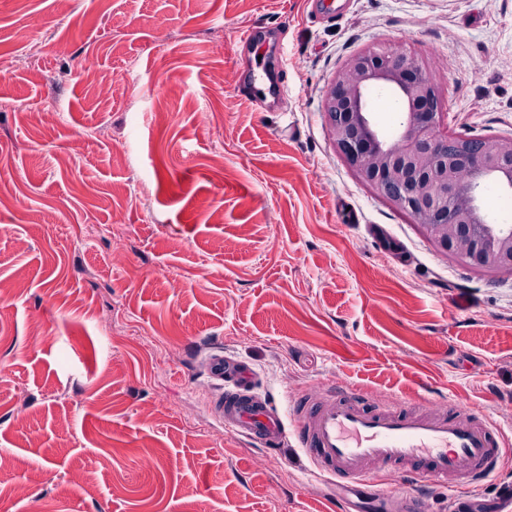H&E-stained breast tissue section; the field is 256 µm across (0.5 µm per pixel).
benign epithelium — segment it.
I'll use <instances>...</instances> for the list:
<instances>
[{"label": "benign epithelium", "instance_id": "7a95c632", "mask_svg": "<svg viewBox=\"0 0 512 512\" xmlns=\"http://www.w3.org/2000/svg\"><path fill=\"white\" fill-rule=\"evenodd\" d=\"M402 103L393 134L375 119V93ZM443 92L412 55L376 46L351 56L324 98L330 140L357 176L420 225L440 250L481 271L512 276V225L492 222L485 186L512 190V135L491 148L440 134Z\"/></svg>", "mask_w": 512, "mask_h": 512}]
</instances>
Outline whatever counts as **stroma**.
I'll list each match as a JSON object with an SVG mask.
<instances>
[{
    "label": "stroma",
    "mask_w": 512,
    "mask_h": 512,
    "mask_svg": "<svg viewBox=\"0 0 512 512\" xmlns=\"http://www.w3.org/2000/svg\"><path fill=\"white\" fill-rule=\"evenodd\" d=\"M337 4L0 0V512H338L295 436L225 430L215 353L282 411L352 389L512 429V276L361 182L323 111L381 45L426 63L441 133L511 135L512 0ZM508 495L512 457L427 506Z\"/></svg>",
    "instance_id": "stroma-1"
}]
</instances>
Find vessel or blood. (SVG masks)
Instances as JSON below:
<instances>
[{
    "label": "vessel or blood",
    "instance_id": "b4317fda",
    "mask_svg": "<svg viewBox=\"0 0 512 512\" xmlns=\"http://www.w3.org/2000/svg\"><path fill=\"white\" fill-rule=\"evenodd\" d=\"M210 373L232 384L216 401L226 428L271 447L286 438L278 409L253 395L249 368L215 355ZM458 409L452 401L430 417L401 401L369 403L362 394L332 390L299 396L289 406L299 439L321 474L369 494L374 466L397 469L407 486L398 499L400 512H426L423 487L453 489L486 479L506 454L500 427L479 413L459 415Z\"/></svg>",
    "mask_w": 512,
    "mask_h": 512
}]
</instances>
